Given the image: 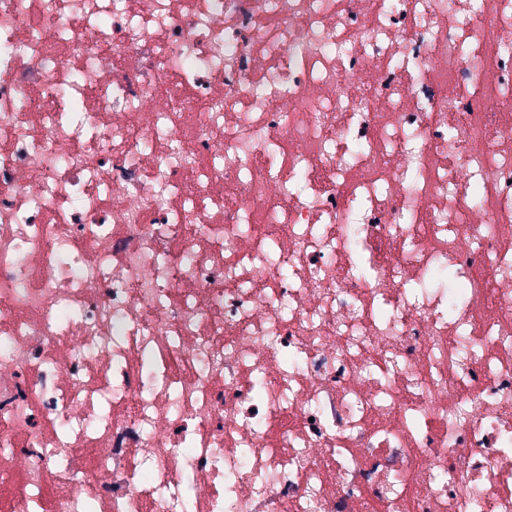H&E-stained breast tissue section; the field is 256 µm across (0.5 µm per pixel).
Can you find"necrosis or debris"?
I'll return each mask as SVG.
<instances>
[{"label": "necrosis or debris", "instance_id": "obj_1", "mask_svg": "<svg viewBox=\"0 0 512 512\" xmlns=\"http://www.w3.org/2000/svg\"><path fill=\"white\" fill-rule=\"evenodd\" d=\"M0 512H512V0H0Z\"/></svg>", "mask_w": 512, "mask_h": 512}]
</instances>
